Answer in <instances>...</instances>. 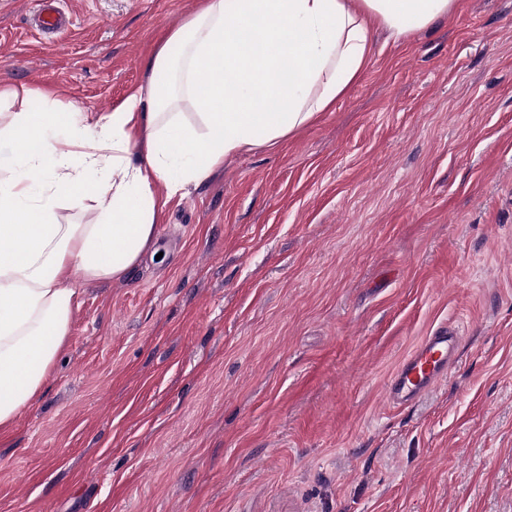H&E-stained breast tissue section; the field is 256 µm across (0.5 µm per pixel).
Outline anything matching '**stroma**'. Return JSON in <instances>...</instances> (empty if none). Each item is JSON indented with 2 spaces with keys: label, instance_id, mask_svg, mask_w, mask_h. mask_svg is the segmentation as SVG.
Returning a JSON list of instances; mask_svg holds the SVG:
<instances>
[{
  "label": "stroma",
  "instance_id": "obj_1",
  "mask_svg": "<svg viewBox=\"0 0 512 512\" xmlns=\"http://www.w3.org/2000/svg\"><path fill=\"white\" fill-rule=\"evenodd\" d=\"M372 32L331 111L167 202L0 431V512H512V0ZM200 0L0 8V83L109 112ZM448 378L386 384L439 324Z\"/></svg>",
  "mask_w": 512,
  "mask_h": 512
}]
</instances>
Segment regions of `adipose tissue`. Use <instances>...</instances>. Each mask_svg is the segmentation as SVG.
<instances>
[{
	"mask_svg": "<svg viewBox=\"0 0 512 512\" xmlns=\"http://www.w3.org/2000/svg\"><path fill=\"white\" fill-rule=\"evenodd\" d=\"M457 0H203L150 77L103 114L20 101L0 84V430L41 391L79 305L73 273L124 277L151 247L158 198L330 111L370 62V35L407 37ZM199 105L198 122L179 111ZM93 202L92 224L62 204ZM92 202H86L84 206L65 205L58 212L61 222L64 224H92L96 220V210Z\"/></svg>",
	"mask_w": 512,
	"mask_h": 512,
	"instance_id": "ef3b65f1",
	"label": "adipose tissue"
}]
</instances>
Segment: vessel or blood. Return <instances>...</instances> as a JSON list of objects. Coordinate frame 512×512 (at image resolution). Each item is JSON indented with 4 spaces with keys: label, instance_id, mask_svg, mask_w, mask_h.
Listing matches in <instances>:
<instances>
[{
    "label": "vessel or blood",
    "instance_id": "b4317fda",
    "mask_svg": "<svg viewBox=\"0 0 512 512\" xmlns=\"http://www.w3.org/2000/svg\"><path fill=\"white\" fill-rule=\"evenodd\" d=\"M461 341L460 332L449 325L438 326L424 336L386 385L393 407L413 406L446 380Z\"/></svg>",
    "mask_w": 512,
    "mask_h": 512
}]
</instances>
